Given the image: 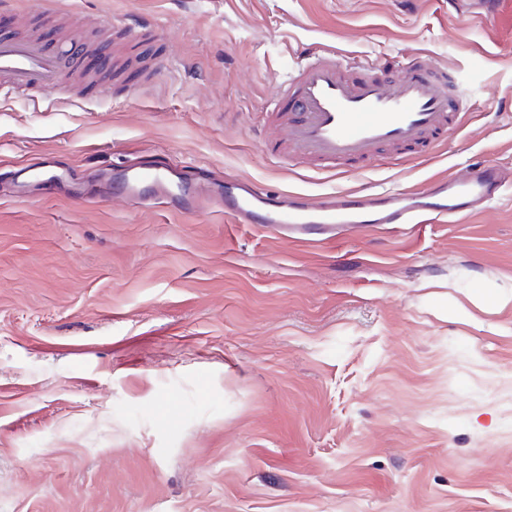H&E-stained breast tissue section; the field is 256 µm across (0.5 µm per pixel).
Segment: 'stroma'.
Wrapping results in <instances>:
<instances>
[{
  "label": "stroma",
  "instance_id": "35a3bbf8",
  "mask_svg": "<svg viewBox=\"0 0 512 512\" xmlns=\"http://www.w3.org/2000/svg\"><path fill=\"white\" fill-rule=\"evenodd\" d=\"M21 2L1 36L82 53L57 108L0 98V512H512V305L467 299L512 295V182L457 224L304 243L86 197L161 151L315 195L512 174V49L471 0ZM324 40L428 54L474 88L467 127L394 169L267 155L282 71ZM48 155L71 193L12 200Z\"/></svg>",
  "mask_w": 512,
  "mask_h": 512
}]
</instances>
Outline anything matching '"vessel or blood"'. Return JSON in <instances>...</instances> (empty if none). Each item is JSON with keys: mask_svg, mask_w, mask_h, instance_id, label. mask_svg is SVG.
Wrapping results in <instances>:
<instances>
[{"mask_svg": "<svg viewBox=\"0 0 512 512\" xmlns=\"http://www.w3.org/2000/svg\"><path fill=\"white\" fill-rule=\"evenodd\" d=\"M478 20L512 48V0H492ZM70 58L48 50L37 36L0 38V93L18 94L34 107L59 84ZM378 62L327 43L290 67L274 110L279 135L266 142L271 154L335 172L348 161L402 164L420 147L447 137L473 111L465 84L431 65L425 54L396 59L395 77L377 76ZM499 168L474 166L462 178L430 181L417 190H344L313 198L272 192L253 181H228L223 196L189 178L171 158L124 165L112 175V193L134 207L163 205L195 212L214 204L238 224H262L299 241L335 237L354 224H452L494 199Z\"/></svg>", "mask_w": 512, "mask_h": 512, "instance_id": "obj_1", "label": "vessel or blood"}]
</instances>
